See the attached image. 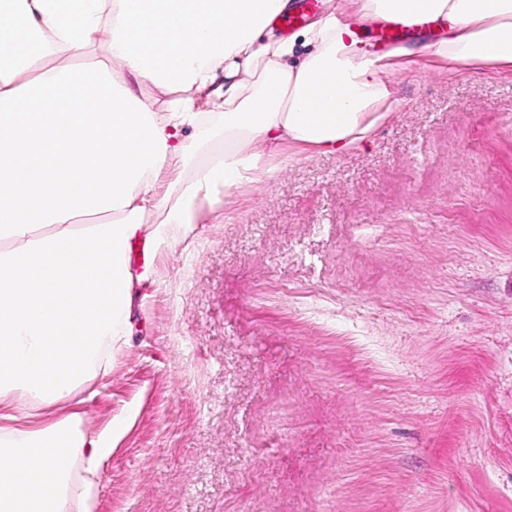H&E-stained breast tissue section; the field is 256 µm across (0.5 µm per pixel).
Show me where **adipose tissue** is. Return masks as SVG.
<instances>
[{"instance_id": "1", "label": "adipose tissue", "mask_w": 512, "mask_h": 512, "mask_svg": "<svg viewBox=\"0 0 512 512\" xmlns=\"http://www.w3.org/2000/svg\"><path fill=\"white\" fill-rule=\"evenodd\" d=\"M291 0H0V512H95L113 419L89 432L50 409L104 380L129 347L139 278L132 240H175L202 191L255 182L288 148L339 154L396 109L389 73L418 54L455 69H512V0H341L299 37L276 36ZM398 14L443 19L444 38L365 54L359 26ZM152 34H136L137 22ZM109 26L112 59L168 89V109L95 68L41 66L61 48L90 54ZM307 54H299V46ZM223 71L216 110L191 90ZM76 101L80 112L60 111ZM221 151L204 153L213 139ZM192 167L158 194L162 171ZM160 209L162 223L143 224Z\"/></svg>"}]
</instances>
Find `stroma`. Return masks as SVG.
Instances as JSON below:
<instances>
[{
	"label": "stroma",
	"mask_w": 512,
	"mask_h": 512,
	"mask_svg": "<svg viewBox=\"0 0 512 512\" xmlns=\"http://www.w3.org/2000/svg\"><path fill=\"white\" fill-rule=\"evenodd\" d=\"M94 66L164 109L167 91ZM340 155L290 150L151 256L97 512H512V71L420 57Z\"/></svg>",
	"instance_id": "stroma-1"
}]
</instances>
